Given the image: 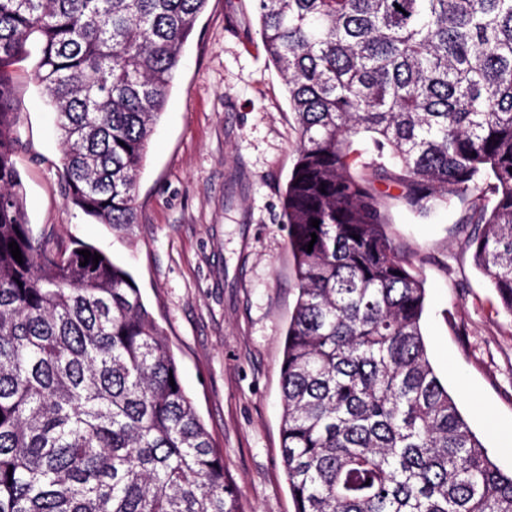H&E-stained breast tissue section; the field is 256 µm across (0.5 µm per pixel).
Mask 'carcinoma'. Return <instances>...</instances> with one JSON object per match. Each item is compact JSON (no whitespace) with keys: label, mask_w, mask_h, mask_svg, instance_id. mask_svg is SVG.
Masks as SVG:
<instances>
[{"label":"carcinoma","mask_w":512,"mask_h":512,"mask_svg":"<svg viewBox=\"0 0 512 512\" xmlns=\"http://www.w3.org/2000/svg\"><path fill=\"white\" fill-rule=\"evenodd\" d=\"M207 2L0 0V512H244L135 281L105 254L82 265L89 244L34 236L15 165L10 67L36 32L67 201L114 230L137 223L148 142ZM256 13L299 129L282 193L295 512H512V472L429 360L426 291L373 187L401 185L422 215L468 202L473 261L512 314V0H256ZM360 136L371 157L356 177Z\"/></svg>","instance_id":"1"}]
</instances>
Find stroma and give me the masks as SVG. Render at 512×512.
<instances>
[{
  "instance_id": "obj_1",
  "label": "stroma",
  "mask_w": 512,
  "mask_h": 512,
  "mask_svg": "<svg viewBox=\"0 0 512 512\" xmlns=\"http://www.w3.org/2000/svg\"><path fill=\"white\" fill-rule=\"evenodd\" d=\"M38 39L13 67L15 161L34 233L89 243L133 277L177 359L188 395L224 455L245 512H294L281 459L285 333L297 298L281 193L298 130L257 34L255 0H208L179 61L126 231L68 204L61 144L33 79ZM388 231L426 290L434 369L496 465L512 470L476 404L512 426V314L475 267L474 227L455 205L426 216L374 182Z\"/></svg>"
}]
</instances>
